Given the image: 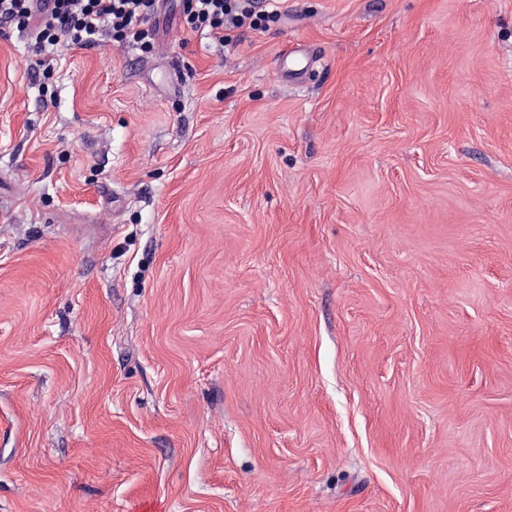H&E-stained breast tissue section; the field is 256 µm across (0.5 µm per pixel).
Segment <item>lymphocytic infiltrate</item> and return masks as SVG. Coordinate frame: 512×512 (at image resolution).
<instances>
[{"mask_svg": "<svg viewBox=\"0 0 512 512\" xmlns=\"http://www.w3.org/2000/svg\"><path fill=\"white\" fill-rule=\"evenodd\" d=\"M159 0H50L39 6L37 0H0V23L18 29L34 28L39 49L66 42L90 47L101 37L120 45L151 50L154 29L151 20ZM273 13L266 0H184L183 24L220 42H227L228 31L249 27L265 28Z\"/></svg>", "mask_w": 512, "mask_h": 512, "instance_id": "obj_1", "label": "lymphocytic infiltrate"}]
</instances>
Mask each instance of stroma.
I'll list each match as a JSON object with an SVG mask.
<instances>
[{
    "label": "stroma",
    "instance_id": "stroma-1",
    "mask_svg": "<svg viewBox=\"0 0 512 512\" xmlns=\"http://www.w3.org/2000/svg\"><path fill=\"white\" fill-rule=\"evenodd\" d=\"M277 10L0 24V512H512V0ZM36 0H0V23L19 30L38 17L35 40L39 52L64 40L69 46L90 47L106 36L118 45L150 51L154 29L150 21L158 0H50L46 9ZM183 24L193 32L206 33L224 45H229L231 31L248 26L252 30L266 27V23L277 15V10H267L270 0H185L183 1Z\"/></svg>",
    "mask_w": 512,
    "mask_h": 512
}]
</instances>
